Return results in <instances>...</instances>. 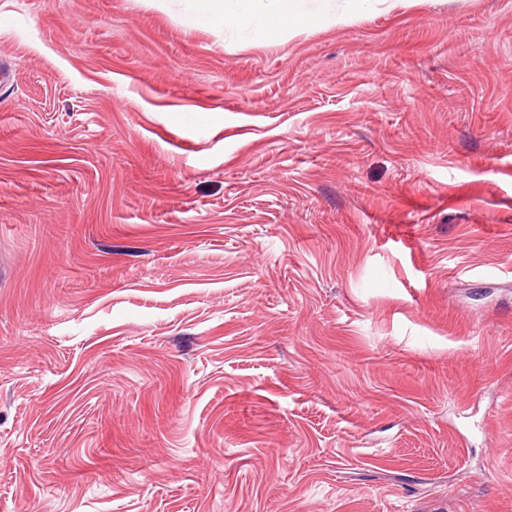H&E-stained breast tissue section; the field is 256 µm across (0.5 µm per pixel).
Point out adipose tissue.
Masks as SVG:
<instances>
[{
  "instance_id": "ef3b65f1",
  "label": "adipose tissue",
  "mask_w": 512,
  "mask_h": 512,
  "mask_svg": "<svg viewBox=\"0 0 512 512\" xmlns=\"http://www.w3.org/2000/svg\"><path fill=\"white\" fill-rule=\"evenodd\" d=\"M196 14L200 23H221L231 18L245 28H254L266 35L274 34L299 20L296 0H275L271 14L259 15L254 11V0H196Z\"/></svg>"
}]
</instances>
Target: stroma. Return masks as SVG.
<instances>
[{"instance_id":"stroma-1","label":"stroma","mask_w":512,"mask_h":512,"mask_svg":"<svg viewBox=\"0 0 512 512\" xmlns=\"http://www.w3.org/2000/svg\"><path fill=\"white\" fill-rule=\"evenodd\" d=\"M0 0V512H512V0ZM270 15H257L254 0H196V14L200 23H224L232 17L245 28H254L266 35H272L293 21H302L296 10V0H274Z\"/></svg>"}]
</instances>
